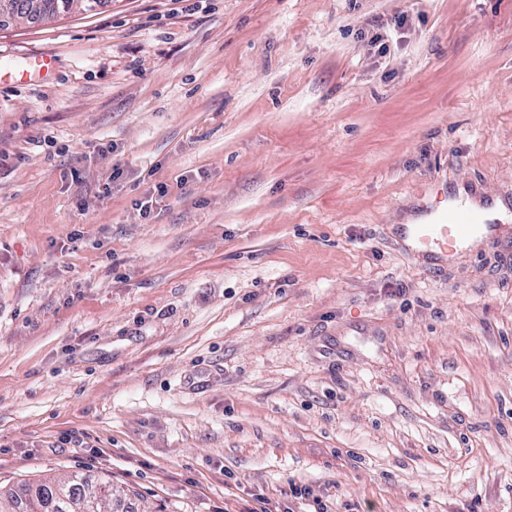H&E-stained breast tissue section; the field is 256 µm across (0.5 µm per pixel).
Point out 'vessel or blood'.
<instances>
[{
  "instance_id": "obj_1",
  "label": "vessel or blood",
  "mask_w": 512,
  "mask_h": 512,
  "mask_svg": "<svg viewBox=\"0 0 512 512\" xmlns=\"http://www.w3.org/2000/svg\"><path fill=\"white\" fill-rule=\"evenodd\" d=\"M498 230V225L486 223L479 210L450 203L432 210L426 222L410 225L409 237L416 249L438 254Z\"/></svg>"
}]
</instances>
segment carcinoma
Masks as SVG:
<instances>
[{"label": "carcinoma", "mask_w": 512, "mask_h": 512, "mask_svg": "<svg viewBox=\"0 0 512 512\" xmlns=\"http://www.w3.org/2000/svg\"><path fill=\"white\" fill-rule=\"evenodd\" d=\"M29 0H12L11 15L49 20L69 13L74 6L91 11L98 0H40L32 11ZM127 498V492L112 485V480L75 473L64 479L45 477L26 481L5 492L0 491V512H116L114 505Z\"/></svg>", "instance_id": "obj_1"}]
</instances>
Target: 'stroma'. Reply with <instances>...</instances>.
Segmentation results:
<instances>
[{
    "instance_id": "obj_1",
    "label": "stroma",
    "mask_w": 512,
    "mask_h": 512,
    "mask_svg": "<svg viewBox=\"0 0 512 512\" xmlns=\"http://www.w3.org/2000/svg\"><path fill=\"white\" fill-rule=\"evenodd\" d=\"M460 186L512 199V0L0 27V486L512 512V240L440 262L402 235Z\"/></svg>"
}]
</instances>
